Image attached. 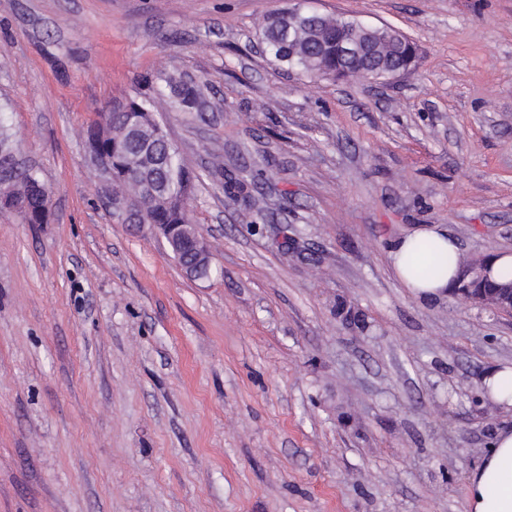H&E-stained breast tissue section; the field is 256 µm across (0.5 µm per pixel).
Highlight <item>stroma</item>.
<instances>
[{"label": "stroma", "instance_id": "obj_1", "mask_svg": "<svg viewBox=\"0 0 512 512\" xmlns=\"http://www.w3.org/2000/svg\"><path fill=\"white\" fill-rule=\"evenodd\" d=\"M289 0H0V126L47 223L0 209V512H467L512 406V314L418 299L387 258L443 225L512 254V0H316L417 46L411 74L310 80L259 41ZM211 274L120 223L85 147L160 72ZM255 185L227 203L213 161ZM169 94L167 103L180 112H198L204 104L203 92L195 81L182 77L166 76ZM483 383L491 387L489 394L495 402L512 406V368L491 372L483 379Z\"/></svg>", "mask_w": 512, "mask_h": 512}]
</instances>
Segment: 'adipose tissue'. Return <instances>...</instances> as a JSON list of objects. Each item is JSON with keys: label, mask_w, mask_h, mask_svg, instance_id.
<instances>
[{"label": "adipose tissue", "mask_w": 512, "mask_h": 512, "mask_svg": "<svg viewBox=\"0 0 512 512\" xmlns=\"http://www.w3.org/2000/svg\"><path fill=\"white\" fill-rule=\"evenodd\" d=\"M435 244L449 265L435 274L423 275L431 261L421 254L422 242ZM389 264L399 281L421 298L449 295L455 287L462 266L461 251L456 241L440 224L413 228L397 238L388 251ZM468 512H512V429L499 431L490 451L471 474L468 483Z\"/></svg>", "instance_id": "adipose-tissue-1"}]
</instances>
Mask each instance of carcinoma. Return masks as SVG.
Listing matches in <instances>:
<instances>
[{"label": "carcinoma", "mask_w": 512, "mask_h": 512, "mask_svg": "<svg viewBox=\"0 0 512 512\" xmlns=\"http://www.w3.org/2000/svg\"><path fill=\"white\" fill-rule=\"evenodd\" d=\"M345 19L316 15L288 17L283 10L266 17L261 39L278 66L314 79L359 76V64L336 62V32ZM379 54L373 58L378 73L387 75L397 66H408L409 59L392 53L386 32L374 36ZM165 83L170 107L180 112H197L204 104L203 92L195 81L167 76ZM156 101L142 98L124 105L119 112H108L104 120L112 124V135L96 134L100 154L111 159L112 198L131 193L139 197L147 224H188L186 210L192 176L177 148L169 142L159 123L153 121Z\"/></svg>", "instance_id": "obj_1"}]
</instances>
